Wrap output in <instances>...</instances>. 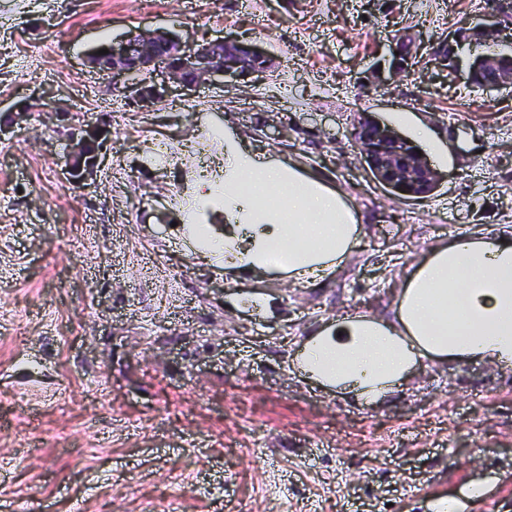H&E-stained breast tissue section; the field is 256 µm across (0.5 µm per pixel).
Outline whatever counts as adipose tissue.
I'll use <instances>...</instances> for the list:
<instances>
[{"label":"adipose tissue","mask_w":512,"mask_h":512,"mask_svg":"<svg viewBox=\"0 0 512 512\" xmlns=\"http://www.w3.org/2000/svg\"><path fill=\"white\" fill-rule=\"evenodd\" d=\"M224 267L271 269L281 252L290 279L343 268L361 238L341 191L295 165L224 147ZM480 360L512 369V233L474 231L441 243L407 269L394 316L349 314L304 337L300 372L367 405L387 400L422 363Z\"/></svg>","instance_id":"ef3b65f1"}]
</instances>
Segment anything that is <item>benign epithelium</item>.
Here are the masks:
<instances>
[{
  "mask_svg": "<svg viewBox=\"0 0 512 512\" xmlns=\"http://www.w3.org/2000/svg\"><path fill=\"white\" fill-rule=\"evenodd\" d=\"M511 29L512 0H496L488 7L484 23L444 40L433 47V52L438 55L440 66L467 83L482 71L491 73L482 87L485 92L512 89V69L499 66V60L512 59V38L508 35ZM241 48V41L235 39H216L188 48L171 33L156 30L120 38L112 42L107 54L95 53L90 62L98 71L112 76L114 90L131 93L134 104L147 107L167 94L171 83L190 91L207 81L257 76L275 68L276 59L256 43L249 45L248 53L257 63L228 68L227 61L240 57ZM394 50L398 54L393 56L390 72L400 78L411 69L416 55L410 34H398ZM110 127V120L102 118L90 128H70L65 170L71 182L83 184L93 173L99 148ZM358 146L371 179L391 193L418 198L419 193L403 190L400 185L424 188L440 184L441 176L427 158L407 149V139L383 123L368 119Z\"/></svg>",
  "mask_w": 512,
  "mask_h": 512,
  "instance_id": "1",
  "label": "benign epithelium"
}]
</instances>
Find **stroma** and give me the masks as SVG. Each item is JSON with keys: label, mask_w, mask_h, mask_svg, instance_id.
Here are the masks:
<instances>
[{"label": "stroma", "mask_w": 512, "mask_h": 512, "mask_svg": "<svg viewBox=\"0 0 512 512\" xmlns=\"http://www.w3.org/2000/svg\"><path fill=\"white\" fill-rule=\"evenodd\" d=\"M484 12V0H0V111L33 112L0 142V495L25 512H167L174 499L181 512H429L481 485L467 512H512V372L421 366L394 400L363 407L294 363L311 330L391 316L423 252L512 227V92L472 90L430 61ZM156 29L188 46L249 38L276 69L142 112L87 59ZM402 31L415 71L366 84ZM45 100L82 124L120 112L85 186L64 182ZM401 113L449 154L422 199L373 182L353 136L358 116ZM263 121L287 139L259 137ZM153 138L196 150L157 166ZM228 139L347 195L362 236L344 268L298 287L275 270L225 277L211 246L224 207L201 200L197 169ZM254 291L268 309L243 304Z\"/></svg>", "instance_id": "stroma-1"}]
</instances>
